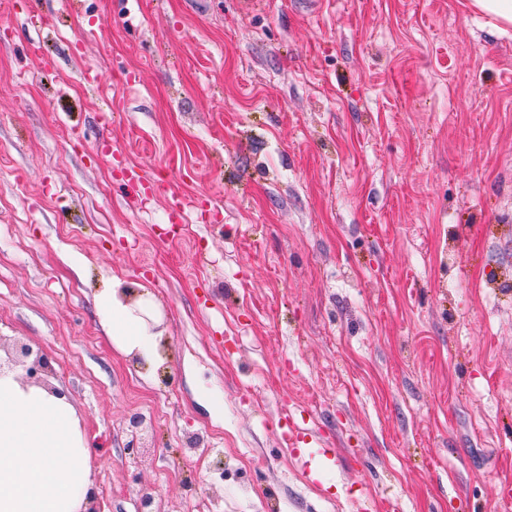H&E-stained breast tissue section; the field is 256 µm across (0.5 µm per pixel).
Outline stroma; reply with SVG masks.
Returning <instances> with one entry per match:
<instances>
[{
    "label": "stroma",
    "mask_w": 512,
    "mask_h": 512,
    "mask_svg": "<svg viewBox=\"0 0 512 512\" xmlns=\"http://www.w3.org/2000/svg\"><path fill=\"white\" fill-rule=\"evenodd\" d=\"M116 276L157 298L160 369L100 326ZM17 343L81 419L98 512H512V26L470 0H13Z\"/></svg>",
    "instance_id": "obj_1"
}]
</instances>
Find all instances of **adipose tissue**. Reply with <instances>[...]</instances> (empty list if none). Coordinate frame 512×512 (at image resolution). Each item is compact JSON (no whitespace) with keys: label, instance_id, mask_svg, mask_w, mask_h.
Masks as SVG:
<instances>
[{"label":"adipose tissue","instance_id":"1","mask_svg":"<svg viewBox=\"0 0 512 512\" xmlns=\"http://www.w3.org/2000/svg\"><path fill=\"white\" fill-rule=\"evenodd\" d=\"M113 278L96 296L112 345L146 366L159 365L160 313L150 291L130 302ZM90 448L62 391L0 370V512H86L96 486Z\"/></svg>","mask_w":512,"mask_h":512}]
</instances>
